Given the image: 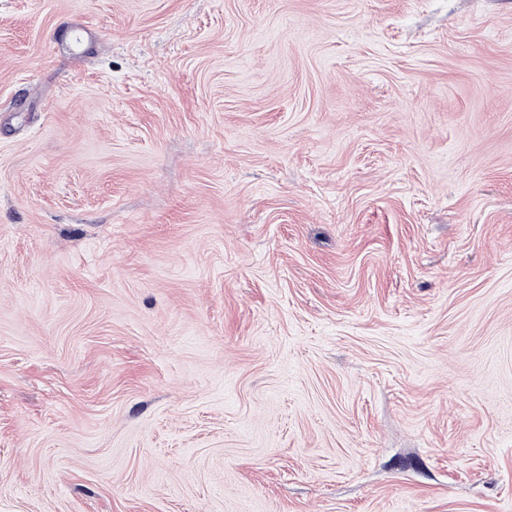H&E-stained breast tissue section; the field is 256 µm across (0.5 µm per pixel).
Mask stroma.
<instances>
[{
    "instance_id": "obj_1",
    "label": "stroma",
    "mask_w": 512,
    "mask_h": 512,
    "mask_svg": "<svg viewBox=\"0 0 512 512\" xmlns=\"http://www.w3.org/2000/svg\"><path fill=\"white\" fill-rule=\"evenodd\" d=\"M0 512H512V0H0Z\"/></svg>"
}]
</instances>
